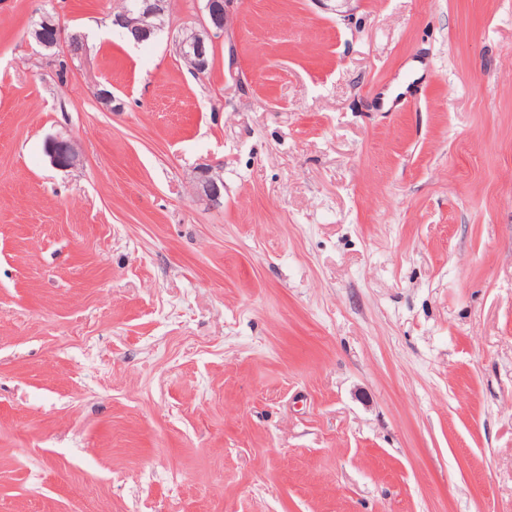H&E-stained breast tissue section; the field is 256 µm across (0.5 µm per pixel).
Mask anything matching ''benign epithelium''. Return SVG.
I'll use <instances>...</instances> for the list:
<instances>
[{"instance_id":"benign-epithelium-1","label":"benign epithelium","mask_w":512,"mask_h":512,"mask_svg":"<svg viewBox=\"0 0 512 512\" xmlns=\"http://www.w3.org/2000/svg\"><path fill=\"white\" fill-rule=\"evenodd\" d=\"M230 0H205V13L197 26L179 33L174 40L177 55L199 76L210 68L212 36L224 31ZM171 10V0H129L112 18V25L122 36L140 44L164 29V18ZM30 34L37 44L53 49L61 41L60 23L49 13H43L32 23ZM44 152L50 163L59 169H73L80 164L76 142L68 137L55 136L45 141ZM196 195L216 203L224 196V180L212 165L200 168L195 179Z\"/></svg>"}]
</instances>
